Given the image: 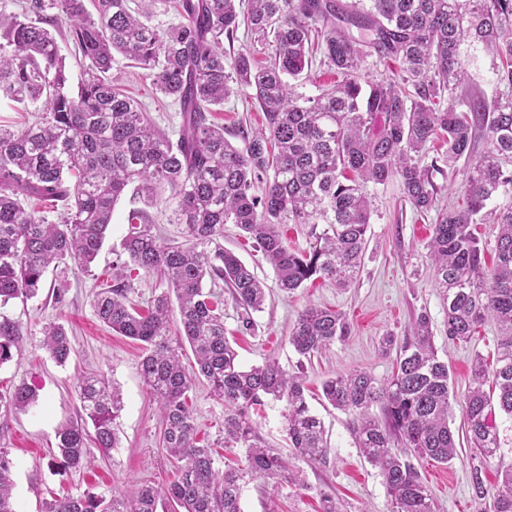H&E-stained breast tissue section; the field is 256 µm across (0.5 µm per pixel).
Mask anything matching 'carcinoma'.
<instances>
[{"label": "carcinoma", "mask_w": 512, "mask_h": 512, "mask_svg": "<svg viewBox=\"0 0 512 512\" xmlns=\"http://www.w3.org/2000/svg\"><path fill=\"white\" fill-rule=\"evenodd\" d=\"M22 0L19 10L0 7V96L39 113L35 123L0 125V306L39 295L47 269L74 263L90 271L104 246L116 202L131 185L150 204L175 192L170 223L184 226L185 244L160 238L143 208L127 215L128 231L114 251L112 282L95 294L96 318L118 336L141 343L139 368L162 414V447L183 463L162 489L144 484L106 497L85 490L44 503L43 512H157L175 503L182 512H241L244 484L276 478L302 480L259 434L252 412L283 401L292 456L321 462L328 442L324 425L305 396V378L271 360L245 368L224 336V284L241 310L243 329L264 305L266 285L233 252L224 249V225L234 224L271 265L278 288L292 292L307 281L349 287L359 272L371 219L368 186L401 184L414 209L435 206L438 162H464L463 203L438 216L428 242L435 283L447 313L448 338L466 341L488 318L501 342L495 366L475 359L462 402L471 448L483 459L498 455L491 392L512 416V207H489L512 196V0H174L177 24L149 23L152 5L136 12L127 0ZM245 22L272 37L267 65L240 53L224 57V38ZM84 70L73 88L66 56ZM480 45L499 61L502 90L488 100L468 85L465 45ZM321 54L341 81L316 97L295 90L297 78ZM136 62L156 91L179 102L182 123L172 139L140 103L106 74L115 55ZM397 62L396 78L362 80L367 59ZM251 90L265 127L244 134L239 149L207 117L224 103L230 83ZM447 145L442 160L422 164L430 144ZM485 148L477 159V142ZM266 180L262 194L255 184ZM41 200L60 216L53 222L27 207ZM282 224H322L305 253L288 248ZM496 229V262L486 265L476 225ZM155 273L163 288L141 304L138 271ZM213 287L204 288L205 282ZM414 342L396 350L393 376L379 381L365 371L323 382L325 400L354 416L357 448L376 467L390 497L389 512H435L415 459L441 463L457 454L451 427L456 402L448 364L432 342L427 315L415 322ZM348 334L345 317L308 307L289 336L310 358ZM22 325L0 316V366L23 352ZM195 355L186 368L183 342ZM42 349L66 364L74 348L60 324L42 328ZM206 382L224 405V447L239 448V463L221 467L209 442L198 439L191 393ZM79 398L85 417L62 424L48 466L81 471L95 462L91 449L117 446L118 388L100 375L84 377ZM38 402L20 381L0 391V416ZM381 410L382 417L373 413ZM11 449L0 446V512H18L11 493ZM488 493L480 474L476 496L492 495L494 512H512V463Z\"/></svg>", "instance_id": "obj_1"}]
</instances>
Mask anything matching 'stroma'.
Segmentation results:
<instances>
[{
	"instance_id": "1",
	"label": "stroma",
	"mask_w": 512,
	"mask_h": 512,
	"mask_svg": "<svg viewBox=\"0 0 512 512\" xmlns=\"http://www.w3.org/2000/svg\"><path fill=\"white\" fill-rule=\"evenodd\" d=\"M110 75L114 85L143 104L161 130L172 137L177 135L180 105L157 93L145 70L120 56ZM210 120L223 127L225 137L236 145L241 142V129L255 131L265 123L262 112L244 89L236 90L223 105L214 107ZM434 182L438 187L436 205L424 214L413 209L397 182L371 186L374 213L368 243L359 273L347 288L317 280L306 282L294 292H282L262 254L241 237L235 225H225V249L240 257L267 286L263 309L253 315L254 331L240 330L236 307L233 302H225V335L234 342L244 367L273 359L289 372L305 374L307 401L322 419L329 443L324 463L290 458L291 467L302 471L304 486H281L272 498L262 482L245 485L240 501L242 512H320V498L325 493L335 496L340 512H388L383 479L355 445L352 416L321 401V384L329 377L355 370L368 372L379 380L388 378L395 356L382 352L381 341L388 335L401 343L411 339L419 315H428L431 321L434 347L451 370L457 397H464L468 390L475 357L494 364L500 336L493 320H485L468 341L448 338L447 315L435 285L427 242L438 212L461 200L464 178L461 172L447 171L435 174ZM143 206L166 242H183L182 226L169 221L176 206L173 192H162L149 206L133 192H125L114 207L105 245L90 272L71 264L49 268L37 298L12 302L4 309L5 315L20 322L26 331L25 356L21 361L0 366V388L23 380L39 393L36 407L0 418V445L11 448L15 459L13 497L18 512H41L44 499L87 489L107 496L144 483L161 487L178 473V462L167 455L160 442V412L139 374L137 344L112 334L93 311L96 287L112 273V249L119 246L126 233L127 213ZM59 284L66 288L61 305L51 296L53 286ZM313 305L341 312L349 334L306 359L296 353L288 336L298 315ZM50 322L63 324L71 336L74 352L66 365H57L41 347V328ZM90 374L104 376L122 392L124 407L117 420L119 445L98 455L91 469H49L47 462L56 448V430L62 422L80 417L78 386ZM193 408L201 435L216 440L224 422V408L207 386H196ZM453 429L456 458L447 465L431 460L418 465L436 512H492L491 499L476 497L471 477L477 469L485 484H499L497 462L479 459L471 451L462 414H455Z\"/></svg>"
}]
</instances>
